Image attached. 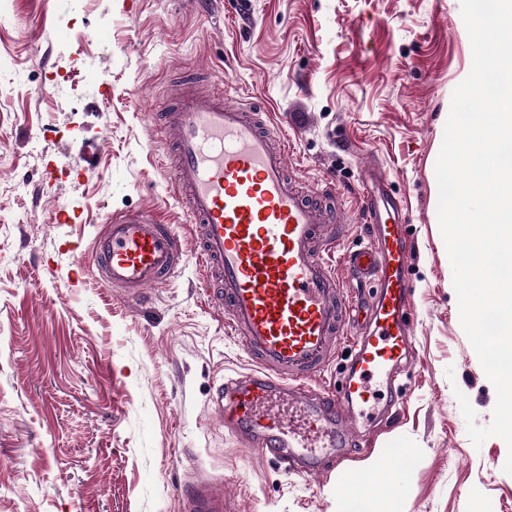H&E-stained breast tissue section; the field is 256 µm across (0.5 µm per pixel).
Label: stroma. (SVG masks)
<instances>
[{
    "label": "stroma",
    "instance_id": "obj_1",
    "mask_svg": "<svg viewBox=\"0 0 512 512\" xmlns=\"http://www.w3.org/2000/svg\"><path fill=\"white\" fill-rule=\"evenodd\" d=\"M246 3L0 0V512H185L191 483L222 491L224 512H336L368 460L390 488L385 512H512V450L474 445L457 400L490 424L496 391L461 325L437 216L436 160L472 66L460 0ZM201 67L284 118L299 178L334 174L346 248L366 232L367 162L408 205L416 367L397 392L375 387L370 409L393 402L394 420L325 479L282 474L211 413L213 386L250 363L199 267L144 289L143 305L77 274L119 211L157 204L190 241L154 161L153 115ZM59 207L78 220L53 222Z\"/></svg>",
    "mask_w": 512,
    "mask_h": 512
}]
</instances>
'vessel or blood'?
<instances>
[{"instance_id": "b4317fda", "label": "vessel or blood", "mask_w": 512, "mask_h": 512, "mask_svg": "<svg viewBox=\"0 0 512 512\" xmlns=\"http://www.w3.org/2000/svg\"><path fill=\"white\" fill-rule=\"evenodd\" d=\"M233 90L187 81L165 91L169 108L157 127L170 147L164 166L192 226V247L158 209L123 211L97 234L93 264L102 287L133 300L196 261L209 305L251 364L212 390L225 431L283 473L324 478L366 431L373 381H392L412 361L406 212L371 164L360 208L367 241L344 248L335 211L320 203L341 198L335 178L299 187L279 125L261 102L232 100ZM348 277L374 285L371 305L347 294ZM344 344L350 361L339 383L317 386ZM187 503L188 512L224 509L201 485Z\"/></svg>"}]
</instances>
